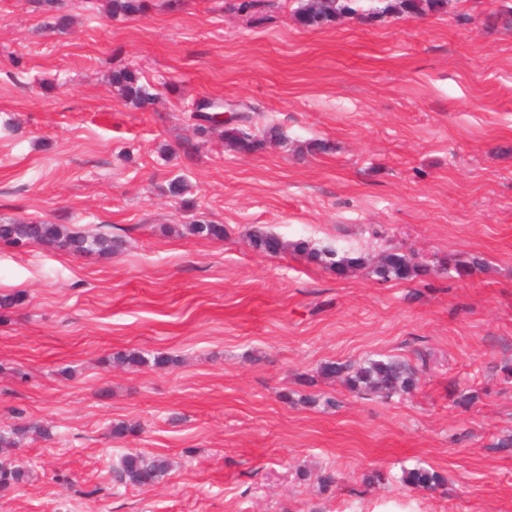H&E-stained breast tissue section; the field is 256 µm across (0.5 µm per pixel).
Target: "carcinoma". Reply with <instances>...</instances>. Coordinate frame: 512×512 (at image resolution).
Instances as JSON below:
<instances>
[{"instance_id":"1","label":"carcinoma","mask_w":512,"mask_h":512,"mask_svg":"<svg viewBox=\"0 0 512 512\" xmlns=\"http://www.w3.org/2000/svg\"><path fill=\"white\" fill-rule=\"evenodd\" d=\"M358 0H345L336 4V0H300L295 17L305 26L319 28L336 22L344 16L358 13ZM274 0H224V9L229 12L246 13L257 16L265 9L273 6ZM448 5V0H384V6L369 13L371 17L403 14L442 13ZM146 0H107L106 11L112 16H129L142 14L146 11ZM112 85L116 87L119 96L135 108H145L153 103V94L140 81L137 73L123 68L112 72ZM194 130L201 139H207L218 134L224 141V146L238 153H252L261 148L262 140L250 133L252 116L248 112L238 113L239 123L228 124L219 129L220 122L212 116L197 112L193 115ZM187 231L197 237L220 239L224 237V225L209 224L199 221L187 225ZM0 243L12 246H25L38 243L59 251L73 254H89L108 256L118 252L123 247V240L107 233L88 234L65 227L62 224L46 222H24L10 220L0 222ZM253 248L265 253H280L290 248L307 253L313 260L325 267L342 274L347 270L365 265V259L353 252L341 251L336 247L327 246L321 250L310 249L303 241L286 242L263 230L257 229L251 235ZM483 266V260L473 257L467 262L448 259V271L464 278L470 272ZM427 271V265L414 261L412 258L390 252L376 264L369 266V273L382 282L407 281ZM114 360L132 367L153 363L155 366L166 365L172 359L165 356H155L148 359L142 353L129 351L120 353ZM399 356L384 358H368L359 365L350 363H328L321 367L320 373L327 377H338L345 387L357 394L377 395L389 399L396 395L405 394L416 387L422 368ZM32 435L41 438L49 437V431L36 422H25L0 431V448H13L22 437ZM168 464L165 460L146 456L140 452L127 453L116 472L115 480L122 485L136 488H150L160 483L166 476ZM28 472L19 465L0 463V488L18 486L27 478ZM443 481V477L426 469H411L402 471L401 482L408 487L434 489Z\"/></svg>"}]
</instances>
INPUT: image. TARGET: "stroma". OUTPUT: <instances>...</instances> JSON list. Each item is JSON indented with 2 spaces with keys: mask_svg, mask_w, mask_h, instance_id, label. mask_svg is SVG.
Instances as JSON below:
<instances>
[{
  "mask_svg": "<svg viewBox=\"0 0 512 512\" xmlns=\"http://www.w3.org/2000/svg\"><path fill=\"white\" fill-rule=\"evenodd\" d=\"M58 2L75 18L63 32L40 0H0V222L125 248L0 244V295L23 297L0 311V429L51 430L8 449L29 476L0 512H512V447L498 445L512 435V30L483 24L512 0L322 28L296 22L297 0L262 20L224 0H151L133 17ZM123 67L154 105L120 98L109 74ZM202 98L252 113L263 146L213 137L186 156ZM317 140L330 151L308 153ZM201 220L223 239L187 232ZM257 228L429 271L339 275L255 250ZM474 256L465 278L444 269ZM133 350L171 362L108 364ZM385 355L426 361L415 389L361 397L320 373ZM121 424L135 433L113 437ZM130 451L167 458L168 475L116 485ZM413 468L444 481L404 486ZM373 471L382 483H364ZM0 243L25 246L38 243L59 251L73 254L112 255L123 247V240L112 234H88L46 222H24L10 220L0 222ZM427 267L404 254L390 252L376 264L370 265L369 273L382 282L407 281L426 272Z\"/></svg>",
  "mask_w": 512,
  "mask_h": 512,
  "instance_id": "1",
  "label": "stroma"
}]
</instances>
